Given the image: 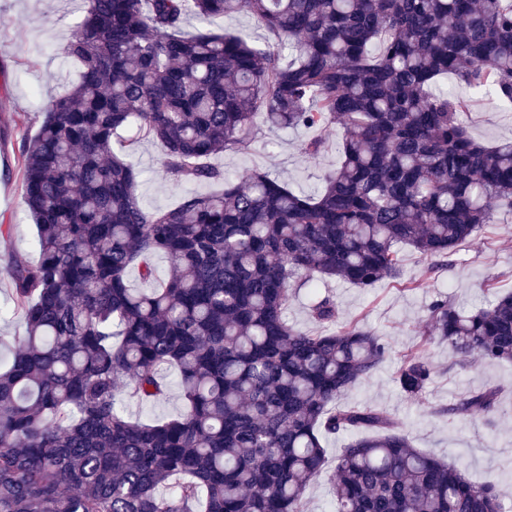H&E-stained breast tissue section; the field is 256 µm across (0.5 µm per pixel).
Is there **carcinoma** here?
Masks as SVG:
<instances>
[{
	"instance_id": "obj_1",
	"label": "carcinoma",
	"mask_w": 512,
	"mask_h": 512,
	"mask_svg": "<svg viewBox=\"0 0 512 512\" xmlns=\"http://www.w3.org/2000/svg\"><path fill=\"white\" fill-rule=\"evenodd\" d=\"M61 55L79 81L24 142L23 204L35 262L7 275L26 322L0 364V512H304L327 468L324 439L351 434L331 476L335 512H512L493 481L415 448L387 414L337 399L371 377L388 341L361 326L308 332L285 311L296 279L358 288L402 276L410 246L460 251L512 210V141L486 146L433 92L451 74L512 104V0H81ZM252 14L263 47L201 20ZM271 128L340 124L342 161L317 195L266 172L229 180L211 159ZM134 127L181 184H211L145 210L139 172L112 148ZM172 273L158 280L153 257ZM148 288H133L130 270ZM311 316L336 321L317 298ZM425 335L464 362H512V292L470 312L428 308ZM177 370L181 414L146 423ZM434 368L402 359L415 397ZM493 389L438 410L488 415Z\"/></svg>"
}]
</instances>
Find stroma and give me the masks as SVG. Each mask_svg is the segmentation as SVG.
Returning <instances> with one entry per match:
<instances>
[{
  "label": "stroma",
  "instance_id": "1",
  "mask_svg": "<svg viewBox=\"0 0 512 512\" xmlns=\"http://www.w3.org/2000/svg\"><path fill=\"white\" fill-rule=\"evenodd\" d=\"M81 19L80 0H0V336L25 333L23 318L12 312L6 265L11 254L36 260V228L23 204L20 149L24 138L34 135L47 104L64 95L78 80L81 66L60 56L58 49L74 33ZM261 42L267 37L256 19L247 13L213 19L209 24L188 17L186 29L202 28ZM463 119L470 134L485 144L512 138V106L498 103L486 93L471 98ZM342 126L326 129L296 127L271 129L259 125L251 147L240 153L226 152L213 162L227 176L237 177L262 170L298 194L313 195L322 187L325 174L338 167ZM319 139L318 155L305 153L307 142ZM112 146L143 173L138 186L141 205L148 210L170 209L199 187L177 184L163 170V148L150 139L121 131ZM400 282L381 281L370 289L331 280L316 289L304 288L289 303L285 317L303 330H315L309 306L317 296L336 304V321L330 331L351 325L363 326L383 336L390 353L375 374L351 388L341 401L365 404L391 414L413 445L424 451L466 465L477 478L492 480L504 502L512 503V364L478 363L456 366L447 345L425 341L429 306L450 299L459 309L470 311L493 300L495 292L512 291V215L500 213L496 223L485 225L458 255L435 262L411 247L399 252ZM422 351L435 368L425 392L410 399L398 388L395 377L404 354ZM166 395L149 403L124 401L126 413L152 422L171 418L184 408L175 369H167ZM492 388L498 392V407L489 416L448 420L439 408L469 391Z\"/></svg>",
  "mask_w": 512,
  "mask_h": 512
}]
</instances>
